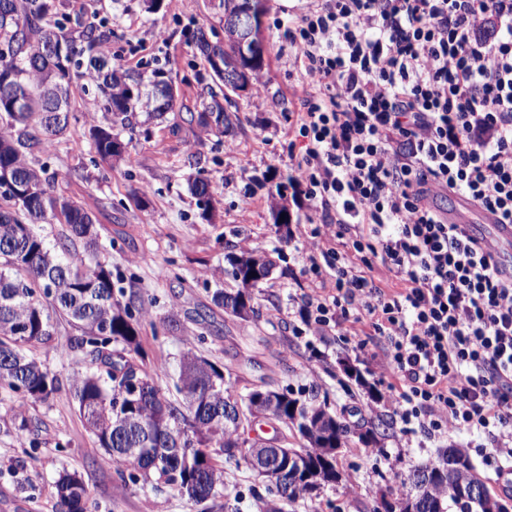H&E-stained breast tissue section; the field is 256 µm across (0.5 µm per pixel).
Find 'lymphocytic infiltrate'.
<instances>
[{
    "label": "lymphocytic infiltrate",
    "instance_id": "1",
    "mask_svg": "<svg viewBox=\"0 0 512 512\" xmlns=\"http://www.w3.org/2000/svg\"><path fill=\"white\" fill-rule=\"evenodd\" d=\"M288 186L313 334L366 332L406 436H484L512 464V266L440 199L512 224V0H302Z\"/></svg>",
    "mask_w": 512,
    "mask_h": 512
}]
</instances>
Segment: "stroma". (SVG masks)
Masks as SVG:
<instances>
[{
  "instance_id": "stroma-1",
  "label": "stroma",
  "mask_w": 512,
  "mask_h": 512,
  "mask_svg": "<svg viewBox=\"0 0 512 512\" xmlns=\"http://www.w3.org/2000/svg\"><path fill=\"white\" fill-rule=\"evenodd\" d=\"M266 7L264 65L250 89L235 98L239 127L218 137L187 126L175 134L169 119L140 112L126 157L105 161L83 136L96 115V87L82 77L73 84L70 127L41 161L56 189L95 216L97 255L111 265L116 287L139 298L141 369L165 367V384L173 386L180 359L190 350L217 366L232 364L237 391L262 386L304 398L315 392L364 429L377 417L393 416L389 392L376 372V344L369 341L358 350L340 336L293 333L301 323L297 299L318 282L305 272L287 237L311 216L287 190L288 114L300 87L285 37L288 8L283 0H267ZM59 11L108 18L112 37L102 51L112 66L170 72L179 102L187 107L205 93L197 80L203 65L187 39L201 26L222 32L207 0H162L153 13L146 12L144 0H60ZM190 176L210 182L212 220L202 217L188 192ZM274 202L287 208L289 227L275 225ZM244 248L260 250L276 264L255 291L260 316L249 322L225 315L211 302L216 289L232 288L228 257ZM172 311L180 317L179 327L165 322ZM72 335L69 324L58 321L55 347L35 351L60 379L53 397L25 407L19 395L0 390V512H55V482L65 471L81 475L95 512H200L199 505L165 485L120 479L71 396L74 372L88 363L85 354L68 349ZM21 406L37 428L30 441L15 430ZM479 441L466 432L408 440L396 427L376 444L350 436L337 458L342 481L286 512H380L412 468L434 461L440 449ZM224 486L235 496L238 512H256L267 496L264 484L243 465H225Z\"/></svg>"
}]
</instances>
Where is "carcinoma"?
Returning a JSON list of instances; mask_svg holds the SVG:
<instances>
[{"mask_svg": "<svg viewBox=\"0 0 512 512\" xmlns=\"http://www.w3.org/2000/svg\"><path fill=\"white\" fill-rule=\"evenodd\" d=\"M247 0H210L209 9L221 16L243 11ZM57 0H0V388L22 396L19 410L48 400L59 388L57 374L32 354L38 347L55 346V320L62 317L76 331L68 349L91 356L86 370L72 379L78 411L98 447L112 459L121 478L135 483L162 482L181 496L202 506L203 512H225L230 496L224 493V467L215 462L251 467L248 450L224 453L231 447L235 420L224 419L229 404L246 412L264 394L277 397L274 416L289 419L290 408L323 419L320 429H302L272 449L268 462L286 467L278 478L259 476L270 498L264 512H283V505L311 497L324 485L336 483V452L344 447L352 429L326 403L301 400L272 388H254L242 394L232 378L210 361L188 351L180 360L176 385L179 398H168L159 368L139 369L133 356L140 354V322L134 296L123 301L115 294L112 269L97 260L87 264L76 244L88 252L97 246L92 215L81 201L55 189L54 178L38 165L40 154L70 124V84L87 76L98 90L95 107L103 121L88 128L96 154L117 160V126L131 127L138 111L162 117L175 111L178 90L171 76L154 69L142 72L113 67L102 54L112 37L107 21L78 20L77 30L63 32L51 25ZM194 40L205 74L211 80L208 97L189 111L186 122L206 135L222 136L240 122L221 105L231 101L237 87L224 82V71L250 56L256 70L264 62L263 48L241 45L233 31L224 41H211L203 28ZM86 71H80L81 67ZM203 215L214 208L210 184L200 177L187 180ZM48 219L66 232L49 245L36 230ZM237 288L213 295L216 307L242 321L259 318L253 290L270 275L273 263L258 250H242L229 258ZM257 276H252V273ZM392 423L370 422L360 434L363 442L386 434ZM485 485L462 448H449L439 459L415 467L409 487L397 498L398 512L413 501L414 512H492L498 498L486 491L464 502L448 495L459 480ZM56 512H92L87 488L77 474L64 472L55 483Z\"/></svg>", "mask_w": 512, "mask_h": 512, "instance_id": "cac0c4a2", "label": "carcinoma"}]
</instances>
